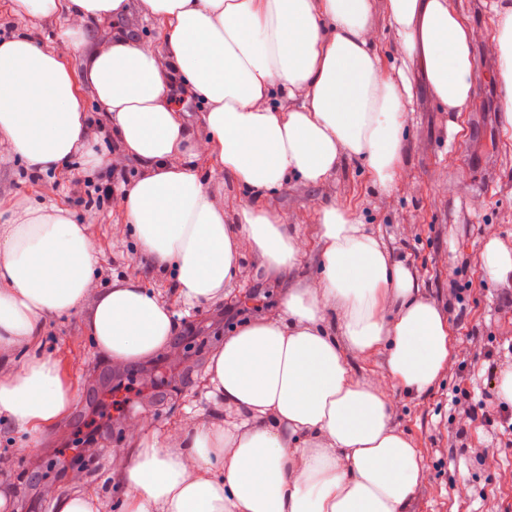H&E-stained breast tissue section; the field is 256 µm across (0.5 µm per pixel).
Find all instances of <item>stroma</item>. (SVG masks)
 Masks as SVG:
<instances>
[{"label": "stroma", "instance_id": "1", "mask_svg": "<svg viewBox=\"0 0 512 512\" xmlns=\"http://www.w3.org/2000/svg\"><path fill=\"white\" fill-rule=\"evenodd\" d=\"M456 4L459 15L476 30L477 76L469 104L460 112L443 111L422 72L413 70L402 161L391 192L372 185L363 163L347 161L322 184L306 185L292 176L266 198L265 206L281 213L304 244L300 263L288 276L271 275L245 242L241 273L225 286L223 299L191 308L177 300L168 277L139 256L133 238L122 229L125 217L119 206L105 204L93 217L88 233L98 251V287H109L120 277L139 278L144 288L180 313V351L175 356L160 352L130 365L108 362L85 328L94 303L90 296L81 312L47 319L42 351L59 362L74 397L38 452L17 450L0 422V490L14 497L13 512H53L41 493L44 472L67 493L102 487L101 512H121L122 491L111 485L109 476L124 461L121 449L130 445L124 431L127 417L150 412L151 437L223 420L222 405L209 395V365L219 340L246 323L278 317L290 288L317 279L320 211L329 203L360 218L411 270L421 294L444 309L451 324L456 355L423 394H407L388 383L385 353L350 360L355 375L382 383L392 404L394 429L421 454L423 475L409 512H488L492 507L512 512V447L496 445L493 429L483 419L502 411L512 417V405L498 399L496 385L471 379L473 371L488 369L489 354L512 338V302L505 295L512 277L491 280L483 260L489 238L512 250V137L503 132L505 96L496 78L493 0ZM371 21L381 64L391 70L402 47L385 0H372ZM122 23L139 41L165 50L168 24L147 15L142 0H129ZM73 28L65 14L32 17L18 9L16 0H0L1 39L23 34L58 48ZM111 34V21L85 24L80 46L64 56L90 117L99 116L101 108L82 78L83 59ZM67 177L62 170L35 178L17 155L0 157V210L55 203L81 215L65 187ZM459 384L473 394L474 418L454 408ZM81 456L101 457L98 472L78 464Z\"/></svg>", "mask_w": 512, "mask_h": 512}]
</instances>
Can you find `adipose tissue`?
<instances>
[{"mask_svg": "<svg viewBox=\"0 0 512 512\" xmlns=\"http://www.w3.org/2000/svg\"><path fill=\"white\" fill-rule=\"evenodd\" d=\"M32 16L58 10L81 21H120L127 0H18ZM171 24L165 55L127 32L83 60L85 79L123 149L143 173L120 205L138 253L170 274L184 304L223 298L247 237L269 272L291 273L298 236L263 207L228 223L206 181L176 156L207 152L235 186L261 196L289 176L318 184L343 159L364 161L389 190L402 158L413 98L411 67L424 70L449 111L475 82L473 29L448 0H388L401 41L397 75L380 68L370 0H142ZM497 79L512 128V0L494 5ZM332 33H325V24ZM183 88L208 105L196 140L168 95ZM302 97L299 108L269 105ZM0 141L38 172L75 155L102 164L85 138L82 99L60 50L17 36L0 42ZM322 273L291 290L284 316L261 318L226 336L211 359L214 395L234 416L187 432L139 439L114 476L122 512H407L422 475L411 440L391 426L382 387L354 376L349 354L387 356L394 387L426 392L454 351L448 318L420 295L411 271L342 206H323ZM96 249L68 208L31 205L0 219V416L38 450L73 394L55 359L35 352L49 317L96 302L87 330L114 363L171 348L178 323L134 277L95 285ZM392 293L394 314L382 297ZM32 347L17 361L18 344Z\"/></svg>", "mask_w": 512, "mask_h": 512, "instance_id": "ef3b65f1", "label": "adipose tissue"}]
</instances>
